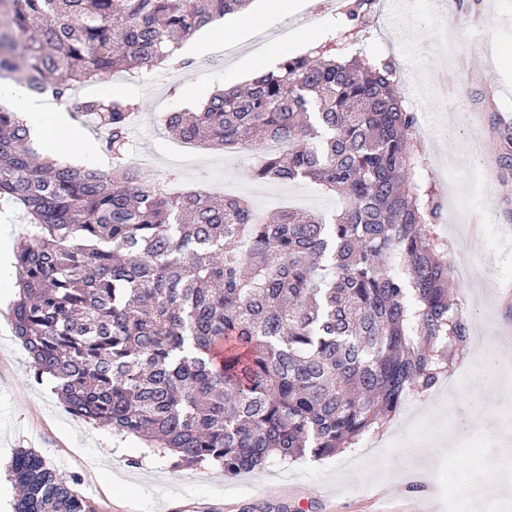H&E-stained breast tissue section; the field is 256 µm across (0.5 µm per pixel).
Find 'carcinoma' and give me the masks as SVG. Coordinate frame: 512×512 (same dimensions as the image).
Segmentation results:
<instances>
[{"label": "carcinoma", "instance_id": "1", "mask_svg": "<svg viewBox=\"0 0 512 512\" xmlns=\"http://www.w3.org/2000/svg\"><path fill=\"white\" fill-rule=\"evenodd\" d=\"M250 0H0V79L90 114L112 167L39 158L0 107V204L29 226L15 251L11 333L64 409L228 476L320 458L379 432L432 391L471 337L448 294L438 204L408 176L418 119L386 63L321 43L199 112H168L178 139L248 147L260 181L338 194L315 211L257 215L240 197L168 196L127 164L139 108L74 100L118 68L151 72ZM375 0H354L363 22ZM13 512H85L31 450L11 464Z\"/></svg>", "mask_w": 512, "mask_h": 512}]
</instances>
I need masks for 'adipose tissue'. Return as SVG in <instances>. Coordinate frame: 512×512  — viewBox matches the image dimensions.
Returning a JSON list of instances; mask_svg holds the SVG:
<instances>
[{"instance_id":"ef3b65f1","label":"adipose tissue","mask_w":512,"mask_h":512,"mask_svg":"<svg viewBox=\"0 0 512 512\" xmlns=\"http://www.w3.org/2000/svg\"><path fill=\"white\" fill-rule=\"evenodd\" d=\"M240 26L230 20L213 29L206 36L178 46L174 55L184 60L198 61L217 51L224 41L239 39ZM0 103L7 105L25 119L32 133L49 139L58 157H66L72 144L82 143L85 152L94 145L72 119L67 106L49 96H37L23 85L10 80L0 81Z\"/></svg>"}]
</instances>
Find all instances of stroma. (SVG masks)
Returning a JSON list of instances; mask_svg holds the SVG:
<instances>
[{
  "label": "stroma",
  "instance_id": "1",
  "mask_svg": "<svg viewBox=\"0 0 512 512\" xmlns=\"http://www.w3.org/2000/svg\"><path fill=\"white\" fill-rule=\"evenodd\" d=\"M395 18L392 0L339 46L343 57L390 63L404 104L422 135L409 173L424 180L441 204L440 239L451 265L477 269L454 292L471 321V339L430 393L408 399L380 433V449L348 448L322 459L225 475L215 463L183 470L166 456L139 455L111 428L66 416L49 382L35 381L28 357L10 333L7 309L17 298L0 287V512H12L7 469L19 448L41 454L59 479L83 498L87 512H487L456 503L454 488L480 476L497 478L496 512H512V0H408ZM346 16L332 0H303L273 23L288 29L279 56L337 37ZM251 38L197 62L191 70L113 74L86 84L78 96L123 95L140 104L130 133L128 164L170 192L236 195L263 215L284 207L289 185L258 184L250 152L229 153L173 138L166 112L193 111L218 88L236 86L263 60ZM424 97H416V89ZM494 352V383H471L480 355ZM454 453H447V446ZM139 464H130L131 456ZM329 493L323 503L319 493Z\"/></svg>",
  "mask_w": 512,
  "mask_h": 512
}]
</instances>
